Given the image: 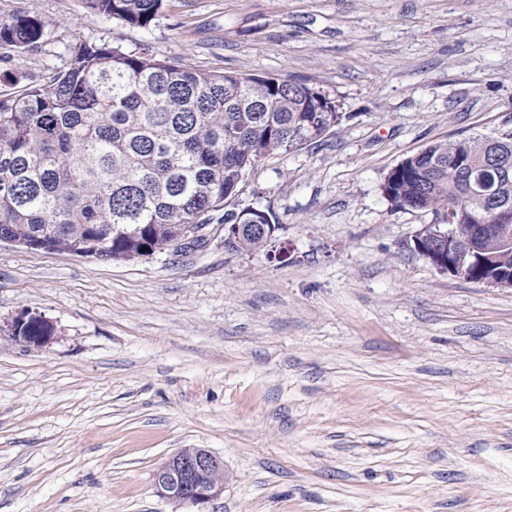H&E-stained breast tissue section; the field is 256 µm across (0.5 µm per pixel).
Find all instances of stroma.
Listing matches in <instances>:
<instances>
[{"instance_id": "35a3bbf8", "label": "stroma", "mask_w": 512, "mask_h": 512, "mask_svg": "<svg viewBox=\"0 0 512 512\" xmlns=\"http://www.w3.org/2000/svg\"><path fill=\"white\" fill-rule=\"evenodd\" d=\"M0 45V95L48 83L76 40L213 73L304 82L340 127L262 158L229 209L272 213L256 251L131 261L0 247V512H196L154 473L205 448L211 512H512V288L440 274L412 239L432 213L381 186L438 141L512 128V0H165L149 29L81 0ZM287 257H280V249ZM54 334L55 326L49 318L29 310L22 311L3 325L0 323L1 338L7 335L28 347H44L53 340Z\"/></svg>"}]
</instances>
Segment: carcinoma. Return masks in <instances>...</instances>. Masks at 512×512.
<instances>
[{"mask_svg": "<svg viewBox=\"0 0 512 512\" xmlns=\"http://www.w3.org/2000/svg\"><path fill=\"white\" fill-rule=\"evenodd\" d=\"M164 0H83L149 28ZM33 16L0 17V42L32 49ZM336 101L304 83L188 69L77 41L46 85L0 95V236L55 252L129 261L170 249L183 224L236 223L225 204L255 163L312 145L341 125ZM489 138L436 142L386 177L397 208L476 219L512 206Z\"/></svg>", "mask_w": 512, "mask_h": 512, "instance_id": "carcinoma-1", "label": "carcinoma"}]
</instances>
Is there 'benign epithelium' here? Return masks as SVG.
<instances>
[{
    "mask_svg": "<svg viewBox=\"0 0 512 512\" xmlns=\"http://www.w3.org/2000/svg\"><path fill=\"white\" fill-rule=\"evenodd\" d=\"M478 227L495 242L501 234L512 230V210L502 208L495 211L490 219L482 217L478 219ZM207 229L206 224H186L181 227L174 244L205 237ZM258 229L264 231L271 239L278 226L226 224L224 245L231 247L244 232ZM413 249L442 274L512 288V269L499 271L489 277L480 275V272L494 266L495 249L486 246L479 249L472 242L462 244L454 227V219L451 217H441V223L432 225V232L426 236L416 233L413 237ZM54 334L55 326L49 318L29 310L0 324V336L5 335L33 348L48 345ZM221 468L222 460L207 449L180 451L157 469L154 474V486L160 496L190 503L198 507V512H206L208 505L224 493V485L211 480L212 473Z\"/></svg>",
    "mask_w": 512,
    "mask_h": 512,
    "instance_id": "7a95c632",
    "label": "benign epithelium"
}]
</instances>
